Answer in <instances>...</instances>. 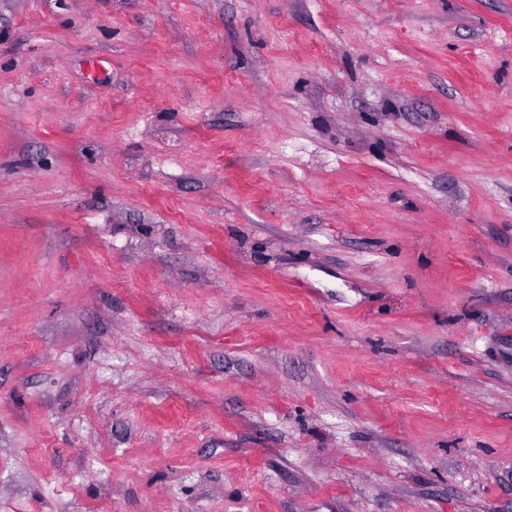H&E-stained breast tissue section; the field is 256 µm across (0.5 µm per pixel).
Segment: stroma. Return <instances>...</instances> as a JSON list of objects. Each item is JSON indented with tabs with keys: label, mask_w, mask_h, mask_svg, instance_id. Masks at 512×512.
I'll use <instances>...</instances> for the list:
<instances>
[{
	"label": "stroma",
	"mask_w": 512,
	"mask_h": 512,
	"mask_svg": "<svg viewBox=\"0 0 512 512\" xmlns=\"http://www.w3.org/2000/svg\"><path fill=\"white\" fill-rule=\"evenodd\" d=\"M0 512H512V0H0Z\"/></svg>",
	"instance_id": "obj_1"
}]
</instances>
